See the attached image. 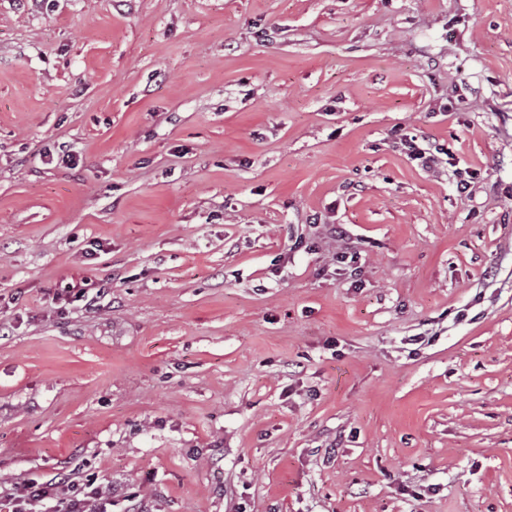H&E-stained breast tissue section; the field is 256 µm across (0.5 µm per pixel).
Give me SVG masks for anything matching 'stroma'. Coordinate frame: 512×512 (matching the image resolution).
<instances>
[{
  "label": "stroma",
  "mask_w": 512,
  "mask_h": 512,
  "mask_svg": "<svg viewBox=\"0 0 512 512\" xmlns=\"http://www.w3.org/2000/svg\"><path fill=\"white\" fill-rule=\"evenodd\" d=\"M57 474L512 512V0H0V485ZM396 144H398V147L406 154L408 159L416 162L418 166L426 171L438 170L442 164L441 155H450L449 148L424 138L419 142L417 135L400 134Z\"/></svg>",
  "instance_id": "1"
}]
</instances>
